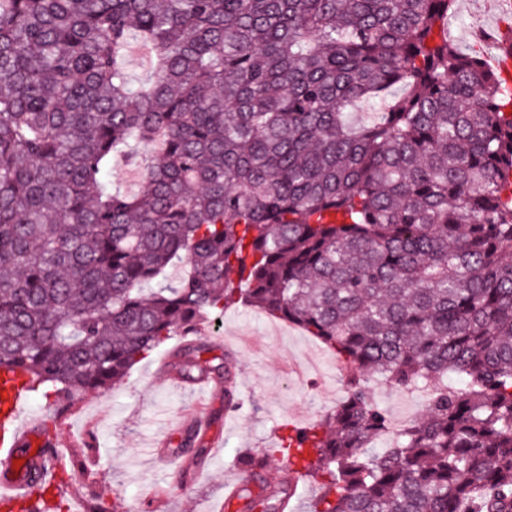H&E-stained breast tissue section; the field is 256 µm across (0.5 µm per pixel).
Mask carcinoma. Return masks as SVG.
<instances>
[{
	"label": "carcinoma",
	"instance_id": "1",
	"mask_svg": "<svg viewBox=\"0 0 512 512\" xmlns=\"http://www.w3.org/2000/svg\"><path fill=\"white\" fill-rule=\"evenodd\" d=\"M453 2L0 0V366L70 403L252 306L348 371L279 435L310 512H512V86ZM374 377L442 382L388 448ZM108 178L112 184L138 189L142 186L138 169L132 164L122 162L109 169ZM320 492V486L312 479H304L299 483L297 490V498L291 501L292 508L290 512H306L309 510L310 505Z\"/></svg>",
	"mask_w": 512,
	"mask_h": 512
}]
</instances>
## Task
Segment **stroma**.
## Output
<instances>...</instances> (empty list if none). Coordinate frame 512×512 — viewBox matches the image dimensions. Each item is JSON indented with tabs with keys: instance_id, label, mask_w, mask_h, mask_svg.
Segmentation results:
<instances>
[{
	"instance_id": "obj_1",
	"label": "stroma",
	"mask_w": 512,
	"mask_h": 512,
	"mask_svg": "<svg viewBox=\"0 0 512 512\" xmlns=\"http://www.w3.org/2000/svg\"><path fill=\"white\" fill-rule=\"evenodd\" d=\"M220 320L221 336L245 335L253 344L240 349L232 366L244 377L236 414L225 416L223 399L210 403L218 452L190 476L180 460L156 454L157 442L177 433L191 402L189 391L160 368L184 344L173 337L138 362L124 384L79 397L65 414L57 436L65 450L82 454L88 478L80 490L71 480L60 485L58 497L71 512H85L93 496L116 503L118 512H211L223 503L224 484L245 454L279 448L282 427L312 423L345 398L346 369L339 361L318 377L291 371V359L319 346L301 329L269 336L253 308L244 306L225 310Z\"/></svg>"
}]
</instances>
